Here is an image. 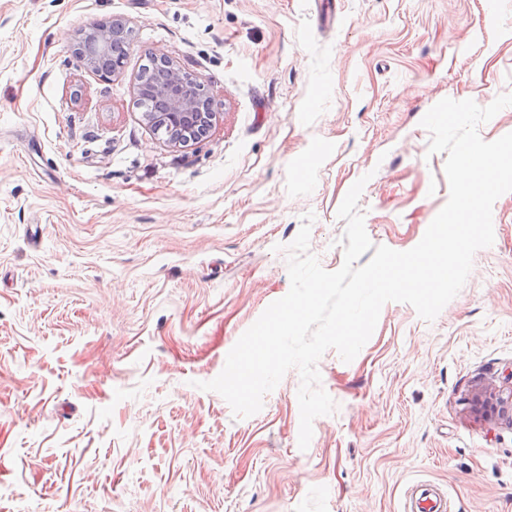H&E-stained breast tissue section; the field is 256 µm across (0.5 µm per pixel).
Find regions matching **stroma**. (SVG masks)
<instances>
[{"label": "stroma", "instance_id": "35a3bbf8", "mask_svg": "<svg viewBox=\"0 0 512 512\" xmlns=\"http://www.w3.org/2000/svg\"><path fill=\"white\" fill-rule=\"evenodd\" d=\"M124 17V65L71 54ZM167 55L211 97L207 135L156 134L135 85ZM512 93V0H0V512H512V426L477 417L512 371V192L433 321L386 303L356 358L317 363L333 414L300 450L298 370L257 414L198 389L290 289L281 248L344 259L358 179L374 245L445 205L420 121ZM128 33L129 26L121 18H112L108 22H93L79 29L72 46L77 66L102 78L110 77L121 68V60L112 67V70L104 69V63L111 50L123 46V38ZM443 497L435 492L432 488H424L421 489L418 494L415 496V501H411V512H414L416 509L418 512H446L448 507L445 503V507H443ZM415 502V508H413V503Z\"/></svg>", "mask_w": 512, "mask_h": 512}]
</instances>
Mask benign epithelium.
<instances>
[{
  "instance_id": "1",
  "label": "benign epithelium",
  "mask_w": 512,
  "mask_h": 512,
  "mask_svg": "<svg viewBox=\"0 0 512 512\" xmlns=\"http://www.w3.org/2000/svg\"><path fill=\"white\" fill-rule=\"evenodd\" d=\"M130 33L127 22L114 18L108 22H93L77 32L73 39L72 54L79 68L108 78L121 65L110 70L104 63L111 50L122 46L123 38ZM164 74L159 84L151 89L138 85V95H152L164 103L163 112H146L144 118L156 131L167 128V139L175 144L187 146L193 137H180L177 132L185 125L193 124L203 130L211 125L216 113L205 86L187 74L177 61L169 56L159 58ZM509 386H481L475 389L472 401L475 409L492 423L505 421L512 424V374L506 377Z\"/></svg>"
}]
</instances>
